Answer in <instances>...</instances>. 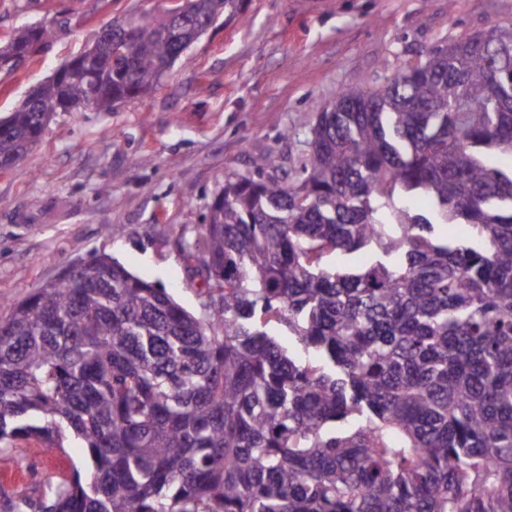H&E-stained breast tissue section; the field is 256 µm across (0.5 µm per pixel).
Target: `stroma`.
<instances>
[{
    "label": "stroma",
    "mask_w": 512,
    "mask_h": 512,
    "mask_svg": "<svg viewBox=\"0 0 512 512\" xmlns=\"http://www.w3.org/2000/svg\"><path fill=\"white\" fill-rule=\"evenodd\" d=\"M167 0H0V40L59 21L57 38L8 76L0 117L21 104L113 19ZM512 25V0H247L209 29L152 97L111 112H61L20 164L0 173V321L76 259L100 253L155 282L190 311L203 286L182 249L226 177L274 151L284 172L307 150L315 105L345 85L374 89L432 47ZM85 448L17 440L0 451V492L43 490L86 467Z\"/></svg>",
    "instance_id": "stroma-1"
}]
</instances>
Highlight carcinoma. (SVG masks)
I'll return each instance as SVG.
<instances>
[{
  "instance_id": "cac0c4a2",
  "label": "carcinoma",
  "mask_w": 512,
  "mask_h": 512,
  "mask_svg": "<svg viewBox=\"0 0 512 512\" xmlns=\"http://www.w3.org/2000/svg\"><path fill=\"white\" fill-rule=\"evenodd\" d=\"M185 2L108 25L1 118L0 171L77 102L152 96L243 0ZM57 28H15L0 74ZM491 33L505 57L440 44L317 105L294 178L271 150L228 177L187 252L202 313L106 254L14 303L0 446L68 430L91 467L10 512H512V26Z\"/></svg>"
}]
</instances>
